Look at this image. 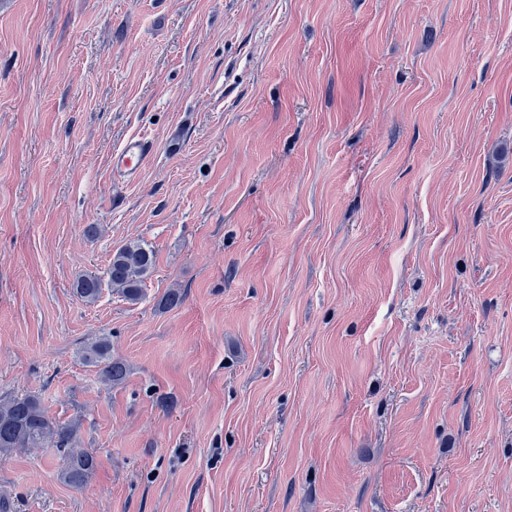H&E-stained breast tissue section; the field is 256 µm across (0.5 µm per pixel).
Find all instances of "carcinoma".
<instances>
[{"label":"carcinoma","instance_id":"cac0c4a2","mask_svg":"<svg viewBox=\"0 0 512 512\" xmlns=\"http://www.w3.org/2000/svg\"><path fill=\"white\" fill-rule=\"evenodd\" d=\"M155 268V254L140 242H130L112 254L107 268L110 286L123 297L136 302L140 299L145 280ZM86 302L95 301L101 292L102 279L86 275L76 284ZM85 360L101 366L104 381L117 383L126 374L125 365L112 359L108 338L98 337L84 347ZM52 446L61 453L60 479L67 485H84L96 469L95 455L76 444V428L53 420L33 396L0 397V456H9L23 448Z\"/></svg>","mask_w":512,"mask_h":512}]
</instances>
